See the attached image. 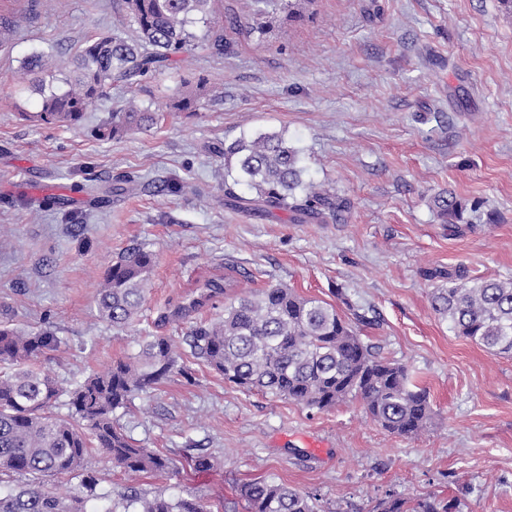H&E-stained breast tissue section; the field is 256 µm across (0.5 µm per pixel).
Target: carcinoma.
Instances as JSON below:
<instances>
[{
	"mask_svg": "<svg viewBox=\"0 0 512 512\" xmlns=\"http://www.w3.org/2000/svg\"><path fill=\"white\" fill-rule=\"evenodd\" d=\"M132 33L98 32L79 47L68 66L53 50H36L22 62L32 75L27 89L38 96L32 113L39 125L75 126L114 83L133 85L148 75L186 60L199 46L215 57L229 49L227 30L239 27L237 17L224 14V0H119ZM282 0H254L251 30L266 34ZM31 5L17 4L0 14V40L12 42ZM206 88L173 98L169 109L194 113ZM162 115L129 101L99 129L103 138H120L157 124ZM224 159V201L260 216L286 212L303 222L335 221L349 202L316 189L303 179L299 151L282 134H241L213 148ZM244 186L252 192L238 193ZM448 221L461 218L464 205L456 197L434 199ZM155 255L137 246L108 266L96 308L98 317L123 329L131 326L146 300ZM448 277V286L431 294L432 309L448 321L455 335L501 355H512V281L466 280L430 271L429 278ZM61 346L51 325L22 331L0 325V472L27 478L23 486L0 492V512H90L88 499L111 500L97 491L88 464L98 453L126 472L166 474L170 459L122 433L114 414L129 408L141 393L171 375L191 374L194 362L216 371L246 392H261L319 411L359 400L373 421L400 437L417 435L431 422L433 408L425 389L416 386L408 367L382 356L364 343L336 307L271 286L237 296L224 305V320L200 321L181 341L170 336H144L138 354L100 373L75 380L64 389L37 367L41 358ZM70 412H52L61 397ZM192 471H207L214 459L198 453L187 459ZM46 474L79 480L82 491L54 495L40 479ZM247 512H318V499L274 479L254 480L240 488ZM124 512H210L192 494L151 497L122 496ZM454 504L428 497L410 503L389 496L375 512H452Z\"/></svg>",
	"mask_w": 512,
	"mask_h": 512,
	"instance_id": "carcinoma-1",
	"label": "carcinoma"
}]
</instances>
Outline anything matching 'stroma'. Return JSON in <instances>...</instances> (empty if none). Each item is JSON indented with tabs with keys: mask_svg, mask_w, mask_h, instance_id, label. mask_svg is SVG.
Returning <instances> with one entry per match:
<instances>
[{
	"mask_svg": "<svg viewBox=\"0 0 512 512\" xmlns=\"http://www.w3.org/2000/svg\"><path fill=\"white\" fill-rule=\"evenodd\" d=\"M114 0H45L0 49V323L51 322L63 343L42 370L62 386L138 353L146 334L184 335L224 315L225 295L174 319L178 306L228 275L241 290L285 285L335 305L361 339L406 364L433 418L413 438L389 433L359 401L329 411L245 392L193 366L116 416L126 435L172 462L169 473L96 462L113 497L192 493L212 512H244L241 485L275 478L319 497L321 512H372L390 495H433L456 512H512V356L456 336L432 309L427 269L512 280V17L499 0H315L275 34L233 35L224 57L115 85L75 127L25 120L20 66L54 46L69 61L91 35L128 28ZM205 79L196 114L167 115L185 81ZM137 94L157 126L116 139L97 128ZM282 133L307 176L350 207L338 222L256 217L225 204L213 143ZM139 180L111 198L116 179ZM195 182L176 195L167 181ZM468 209L452 226L434 198ZM145 246L156 263L137 321L97 317L106 268ZM206 452L218 465L184 471Z\"/></svg>",
	"mask_w": 512,
	"mask_h": 512,
	"instance_id": "35a3bbf8",
	"label": "stroma"
}]
</instances>
